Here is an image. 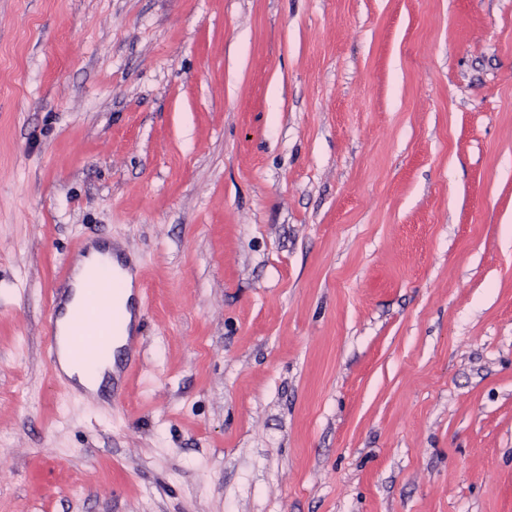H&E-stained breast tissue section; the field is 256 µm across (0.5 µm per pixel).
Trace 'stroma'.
<instances>
[{"instance_id": "1", "label": "stroma", "mask_w": 512, "mask_h": 512, "mask_svg": "<svg viewBox=\"0 0 512 512\" xmlns=\"http://www.w3.org/2000/svg\"><path fill=\"white\" fill-rule=\"evenodd\" d=\"M0 512H512V0H0ZM106 254L114 261L122 273V281L127 288L124 293L128 304L126 311L124 333L115 343L120 348L128 343L132 328L133 316L129 306L133 293V275L128 267L124 266L118 254H113L112 247H90L86 254L79 257L76 262V275L70 281L66 294L63 311L59 319L60 302L57 293L52 298V315L49 319L50 336L46 344V356L54 372L58 370L59 358L64 351L71 361L82 364H93L107 356L112 339V328L120 320L123 300L120 281L114 276L112 270L105 266L89 273L86 281V299L82 312L70 329L66 340L57 336V327L60 336L67 335L72 309L79 304L84 295V273L92 267L102 254ZM58 319V320H57ZM110 373H112V363H102L96 370L95 379L90 380L84 372L73 367L69 361L64 358L61 361V372L59 376L61 380L74 391L83 390L90 392L95 390L104 377Z\"/></svg>"}]
</instances>
